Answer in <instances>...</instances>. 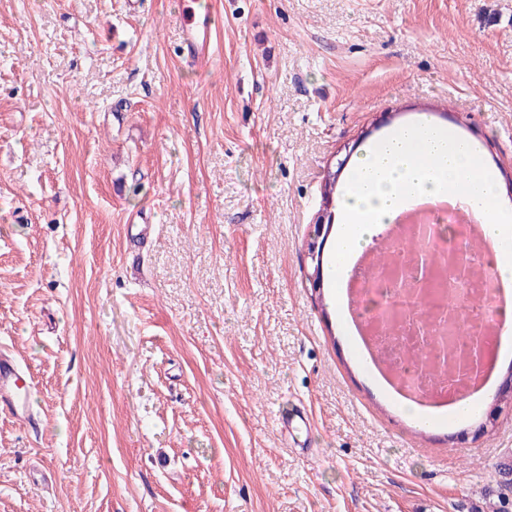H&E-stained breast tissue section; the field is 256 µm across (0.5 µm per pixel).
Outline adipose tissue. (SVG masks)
<instances>
[{"mask_svg":"<svg viewBox=\"0 0 512 512\" xmlns=\"http://www.w3.org/2000/svg\"><path fill=\"white\" fill-rule=\"evenodd\" d=\"M453 197L476 211L495 255L493 275L507 299L500 312L502 334L496 351L512 355V211L499 202L495 176L469 140L452 128L426 120L393 127L363 147L341 188L336 236L327 268L330 304L375 390L423 427L477 420L496 379L488 377L473 394L439 407L399 395L375 369L347 312V289L356 263L400 210L423 199Z\"/></svg>","mask_w":512,"mask_h":512,"instance_id":"1","label":"adipose tissue"}]
</instances>
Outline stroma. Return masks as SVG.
<instances>
[{
	"instance_id": "obj_1",
	"label": "stroma",
	"mask_w": 512,
	"mask_h": 512,
	"mask_svg": "<svg viewBox=\"0 0 512 512\" xmlns=\"http://www.w3.org/2000/svg\"><path fill=\"white\" fill-rule=\"evenodd\" d=\"M210 2L202 68L177 0H0V512H480L512 404L407 423L306 248L343 147L423 109L512 177V0ZM24 378L19 374L9 358L0 359V411L15 417L27 414V388Z\"/></svg>"
}]
</instances>
